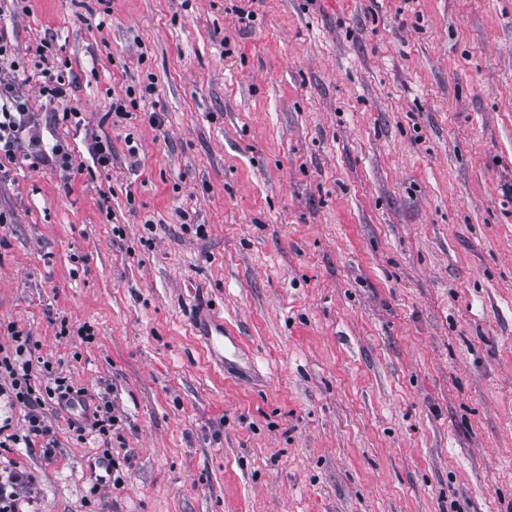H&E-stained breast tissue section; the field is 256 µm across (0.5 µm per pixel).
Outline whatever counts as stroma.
<instances>
[{
    "label": "stroma",
    "mask_w": 512,
    "mask_h": 512,
    "mask_svg": "<svg viewBox=\"0 0 512 512\" xmlns=\"http://www.w3.org/2000/svg\"><path fill=\"white\" fill-rule=\"evenodd\" d=\"M0 35L85 120L43 126L71 177L0 176V346L87 392L11 454L40 512H512V0H0ZM37 57L39 58L37 60ZM33 67L39 71L40 76L43 78L41 82L40 91L43 97H45L51 104L55 101H63L68 95V88L65 82H62L60 76H55L52 73V67L49 66L48 56L45 54V50H36L34 54ZM205 321L207 330L201 334L202 339L218 358L217 365L224 367V355H221V352L223 353L230 347L237 349L238 341L235 336H229L227 329H224L223 317L212 313L206 317ZM93 422L91 423L92 430L96 431L99 435L108 437L112 433V427L118 425V416L112 410V404L105 402L97 404L95 411L92 414Z\"/></svg>",
    "instance_id": "obj_1"
}]
</instances>
